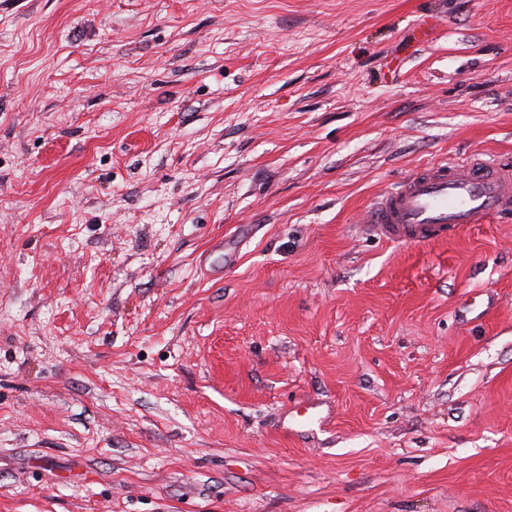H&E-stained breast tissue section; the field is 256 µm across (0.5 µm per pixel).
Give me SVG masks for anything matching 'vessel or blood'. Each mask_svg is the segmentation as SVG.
Here are the masks:
<instances>
[{
    "mask_svg": "<svg viewBox=\"0 0 512 512\" xmlns=\"http://www.w3.org/2000/svg\"><path fill=\"white\" fill-rule=\"evenodd\" d=\"M494 218H512V164L472 158L417 170L380 197L366 222L387 239L425 243Z\"/></svg>",
    "mask_w": 512,
    "mask_h": 512,
    "instance_id": "obj_1",
    "label": "vessel or blood"
}]
</instances>
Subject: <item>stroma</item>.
<instances>
[{
  "instance_id": "1",
  "label": "stroma",
  "mask_w": 512,
  "mask_h": 512,
  "mask_svg": "<svg viewBox=\"0 0 512 512\" xmlns=\"http://www.w3.org/2000/svg\"><path fill=\"white\" fill-rule=\"evenodd\" d=\"M468 155L512 0H0V512H512V220L364 222Z\"/></svg>"
}]
</instances>
